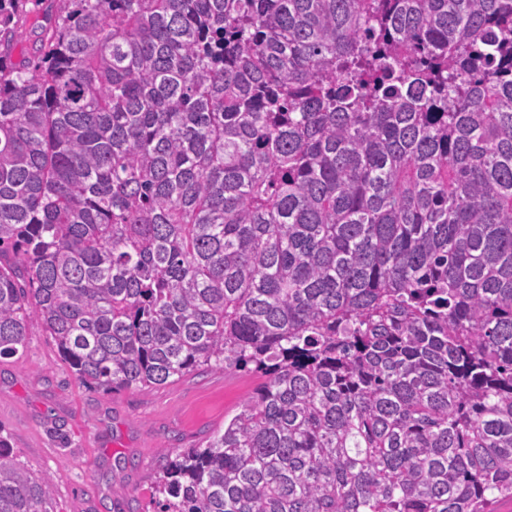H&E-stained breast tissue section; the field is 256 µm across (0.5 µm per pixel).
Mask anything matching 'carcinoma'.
I'll list each match as a JSON object with an SVG mask.
<instances>
[{
	"label": "carcinoma",
	"mask_w": 512,
	"mask_h": 512,
	"mask_svg": "<svg viewBox=\"0 0 512 512\" xmlns=\"http://www.w3.org/2000/svg\"><path fill=\"white\" fill-rule=\"evenodd\" d=\"M0 0V358L258 380L154 512L512 498V0ZM0 512H56L0 435Z\"/></svg>",
	"instance_id": "1"
}]
</instances>
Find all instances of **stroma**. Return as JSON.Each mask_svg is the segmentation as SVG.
Instances as JSON below:
<instances>
[{"label": "stroma", "instance_id": "35a3bbf8", "mask_svg": "<svg viewBox=\"0 0 512 512\" xmlns=\"http://www.w3.org/2000/svg\"><path fill=\"white\" fill-rule=\"evenodd\" d=\"M256 383L231 369L157 388L88 389L36 329L22 353L0 358V432L50 474L60 512H152L163 452L223 425Z\"/></svg>", "mask_w": 512, "mask_h": 512}]
</instances>
